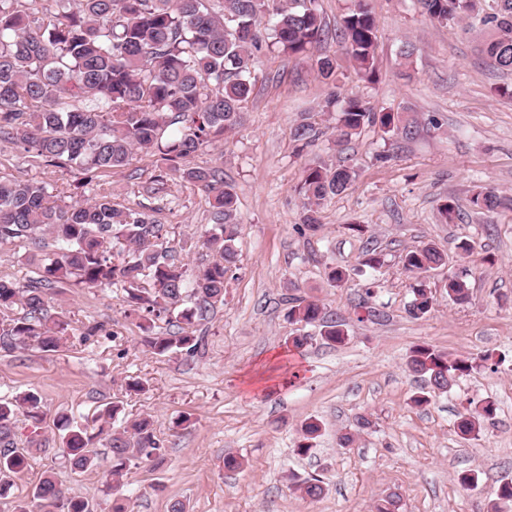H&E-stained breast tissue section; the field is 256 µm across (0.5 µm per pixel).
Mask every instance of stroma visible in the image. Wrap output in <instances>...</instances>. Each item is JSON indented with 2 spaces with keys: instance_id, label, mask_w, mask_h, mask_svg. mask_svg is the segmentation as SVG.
<instances>
[{
  "instance_id": "stroma-1",
  "label": "stroma",
  "mask_w": 512,
  "mask_h": 512,
  "mask_svg": "<svg viewBox=\"0 0 512 512\" xmlns=\"http://www.w3.org/2000/svg\"><path fill=\"white\" fill-rule=\"evenodd\" d=\"M378 25L376 78H361L338 43L336 76L320 79L307 57L263 51L241 127L216 138L189 160L219 168L237 194L241 233L237 262L224 305L198 332L205 343L192 356H159L140 342L127 318L126 295L115 287H55L49 311L66 312L70 326L61 347L0 350V396L37 391L47 414L42 432L56 438L53 420L66 412L82 425L98 405L120 402L126 419L149 417L165 444L162 460L130 466L113 489L112 464L76 473L53 452L34 454L16 480L25 496L45 472L98 512L113 503L127 512H372L387 494L401 497L400 512H487L502 478H512V210L478 212L474 187L512 197V97L498 89L512 73L490 66L481 28L439 24L414 0H370ZM411 45V63L400 56ZM360 95L376 111L409 112L418 122L409 135L365 127L336 139L330 95ZM301 123L318 132L297 151L292 133ZM353 167L348 190L326 202L317 232L299 235L304 200L298 193L313 162ZM160 153H137L125 167L86 179L82 171L44 164L0 140V176L47 183L65 202L109 195L114 206L147 211L171 228L169 246L199 236L210 222L205 194L168 178L152 184L163 167ZM455 200L461 215L445 223L439 213ZM470 241L472 255L457 245ZM434 243L448 266L430 278L436 298L422 317L408 312L411 279L404 249ZM376 248L380 269L365 266ZM349 271L345 287H331L329 268ZM461 276L469 300L456 304L445 279ZM324 304L342 321L348 340L324 344L314 326L291 323L285 296L292 286ZM373 295H366V288ZM104 325L103 336H87ZM309 334L293 348L291 339ZM481 358L447 395L417 407L420 383L405 367L415 345ZM144 389L129 390L131 381ZM495 401L493 425L476 439L455 432L470 402ZM371 414L372 430L348 448L336 443L356 415ZM319 419L314 451L297 455L300 428ZM242 459L224 467L225 455ZM478 473L477 488L461 486L462 472ZM320 475L327 491L310 501L290 487L291 476Z\"/></svg>"
}]
</instances>
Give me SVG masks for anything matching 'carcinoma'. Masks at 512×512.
I'll return each mask as SVG.
<instances>
[{"label": "carcinoma", "mask_w": 512, "mask_h": 512, "mask_svg": "<svg viewBox=\"0 0 512 512\" xmlns=\"http://www.w3.org/2000/svg\"><path fill=\"white\" fill-rule=\"evenodd\" d=\"M25 0H0V140L19 143L57 167H77L87 174L107 173L129 164L133 155L159 151L170 174L197 186L210 200L211 224L199 239L183 240L191 252L202 245L212 261L188 277L168 249L170 227L147 212L118 209L107 195L91 201L56 204L48 187L34 180L0 178V249L26 243L27 262L39 276L21 283L0 278V348L31 344L54 352L69 326L61 312L48 313L50 290L56 284L88 288L119 285L127 293L129 314L152 353L193 355L204 337L196 326L224 305L226 281L233 275L239 236L237 195L218 170L186 164L211 139L234 132L241 124L243 104L252 94V73L259 54L270 44L288 56H311L323 79L336 72V57L322 48L334 36L357 72L375 74L377 26L367 0H351L335 33L317 8V0H52L41 17ZM420 11L440 24L480 17L486 36L483 53L498 70L512 71V0H416ZM328 106H339L337 140H348L367 126L386 133H405L409 119L400 112H376L361 97L343 100L331 95ZM309 124L295 128L294 140L304 150L315 140ZM356 177L349 166L312 164L305 168V198L297 230L319 228V209L348 189ZM475 210L503 205L492 188L479 186L469 199ZM126 245L121 258L113 242ZM403 268L415 278L408 312L428 313L434 295L426 273L448 265V254L432 243L406 250ZM448 299L469 300L466 281L450 275L444 284ZM288 318L319 328L328 344H342L348 333L317 301L288 297ZM162 321L178 327L156 330ZM409 372L424 386L413 397L417 406L448 392L477 366L476 359L451 356L427 345L406 354ZM122 411L109 402L94 418L97 431L74 424L60 414L59 453L73 470L100 466L99 447L110 449L112 475L123 476L131 465L155 462L165 445L148 418L114 427ZM497 407L485 400L458 415L457 435L471 440L493 421ZM31 421L25 446L15 439L19 417ZM44 418L41 398L28 391L0 399V499L12 495L17 478L32 454L49 448L40 432ZM321 426L302 425L296 452L314 450ZM293 489L312 501L326 492L323 479H298ZM512 502V480H503L490 501V512ZM11 512H95L53 476L43 477L25 497L11 501Z\"/></svg>", "instance_id": "cac0c4a2"}]
</instances>
